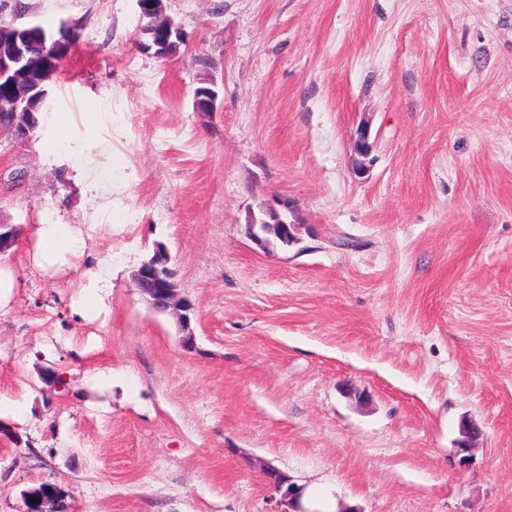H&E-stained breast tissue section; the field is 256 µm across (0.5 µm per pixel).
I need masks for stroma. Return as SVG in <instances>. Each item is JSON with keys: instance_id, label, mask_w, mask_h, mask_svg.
<instances>
[{"instance_id": "35a3bbf8", "label": "stroma", "mask_w": 512, "mask_h": 512, "mask_svg": "<svg viewBox=\"0 0 512 512\" xmlns=\"http://www.w3.org/2000/svg\"><path fill=\"white\" fill-rule=\"evenodd\" d=\"M162 9L188 34L167 60L135 0H0L2 25L80 32L47 86L63 147L0 139L22 272L0 310V512L43 482L67 512H279L268 463L330 512H512V0ZM278 197L299 241L264 251L247 215ZM48 217L90 236L56 277L26 258ZM157 250L192 349L133 286ZM219 94L212 87H198L194 92L193 107L197 114L209 116L217 110Z\"/></svg>"}]
</instances>
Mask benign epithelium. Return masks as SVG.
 I'll return each mask as SVG.
<instances>
[{
	"label": "benign epithelium",
	"instance_id": "obj_1",
	"mask_svg": "<svg viewBox=\"0 0 512 512\" xmlns=\"http://www.w3.org/2000/svg\"><path fill=\"white\" fill-rule=\"evenodd\" d=\"M136 2L142 27L152 30L157 36L155 47L144 45L143 51L161 58L179 51L188 36L182 25L162 16V0ZM76 32L78 28L66 22L57 33L50 35L42 32L35 23L0 27V89L5 93L3 109L12 115V138L27 142L33 139L27 89L39 92V102L42 103L46 96V83L52 78V74L47 72L50 62L40 65L33 62L30 56L31 41L41 38L66 54ZM218 97L217 90L212 87L197 88L194 92V111L203 116L212 114L217 110ZM291 213L292 207L285 200L279 210L269 207L257 214L249 213L246 221L249 239L264 249L270 245L272 236L285 248L298 243L300 225L289 219ZM133 284L150 309L169 313L176 318L184 346H193L194 306L180 293L177 282L166 267V259L156 253L151 259L142 261L134 271ZM265 474L268 483L281 494V504L285 506L283 512H312L302 502L304 486L292 482L273 466L266 467ZM62 495L63 489L59 486L47 491L30 488L25 492L23 501L34 502L36 512H59Z\"/></svg>",
	"mask_w": 512,
	"mask_h": 512
}]
</instances>
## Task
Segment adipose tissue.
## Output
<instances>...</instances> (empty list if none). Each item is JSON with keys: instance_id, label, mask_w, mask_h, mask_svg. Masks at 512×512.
<instances>
[{"instance_id": "ef3b65f1", "label": "adipose tissue", "mask_w": 512, "mask_h": 512, "mask_svg": "<svg viewBox=\"0 0 512 512\" xmlns=\"http://www.w3.org/2000/svg\"><path fill=\"white\" fill-rule=\"evenodd\" d=\"M88 234L81 224L45 221L33 225L28 238V262L33 271L56 275L80 263L86 253Z\"/></svg>"}]
</instances>
